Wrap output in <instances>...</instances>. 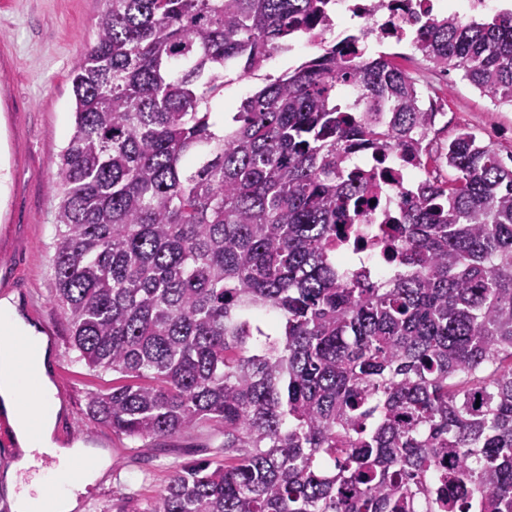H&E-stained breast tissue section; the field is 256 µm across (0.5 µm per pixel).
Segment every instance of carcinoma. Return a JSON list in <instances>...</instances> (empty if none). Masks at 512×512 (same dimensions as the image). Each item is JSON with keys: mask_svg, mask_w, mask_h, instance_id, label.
I'll use <instances>...</instances> for the list:
<instances>
[{"mask_svg": "<svg viewBox=\"0 0 512 512\" xmlns=\"http://www.w3.org/2000/svg\"><path fill=\"white\" fill-rule=\"evenodd\" d=\"M335 8L106 0L74 71L55 293L78 360L119 374L88 413L133 440L224 433L146 512H512V167L461 131L396 220L391 276L347 272L376 186L354 154L426 158L435 113L387 55L326 40ZM302 37L319 54L216 132L226 71ZM414 42L512 106V14Z\"/></svg>", "mask_w": 512, "mask_h": 512, "instance_id": "cac0c4a2", "label": "carcinoma"}]
</instances>
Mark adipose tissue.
<instances>
[{"instance_id": "adipose-tissue-1", "label": "adipose tissue", "mask_w": 512, "mask_h": 512, "mask_svg": "<svg viewBox=\"0 0 512 512\" xmlns=\"http://www.w3.org/2000/svg\"><path fill=\"white\" fill-rule=\"evenodd\" d=\"M48 351L37 327L26 322L10 301H0V397L5 400L16 437L26 451L6 474L12 512H76L79 495L92 485L108 460L98 457L78 483L61 489H26L19 475L35 465L33 449L53 451L61 460L83 456L80 448H62L52 439L59 404L47 377Z\"/></svg>"}]
</instances>
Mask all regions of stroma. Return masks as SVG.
<instances>
[{
	"instance_id": "35a3bbf8",
	"label": "stroma",
	"mask_w": 512,
	"mask_h": 512,
	"mask_svg": "<svg viewBox=\"0 0 512 512\" xmlns=\"http://www.w3.org/2000/svg\"><path fill=\"white\" fill-rule=\"evenodd\" d=\"M104 7L105 0H0V226L10 230L0 248V299H13L27 321L49 326L55 337L59 367L48 373L61 402L55 441L109 456L78 512H144L180 465L218 457L223 437L203 425L172 438L135 442L92 421L87 398L111 386L113 375L77 361L69 321L52 296L58 206L52 184L74 132L71 75L95 41ZM400 66L422 95L444 107L427 138L431 153L469 129L502 159L512 158L511 106L494 105L461 72L440 73L421 54Z\"/></svg>"
}]
</instances>
